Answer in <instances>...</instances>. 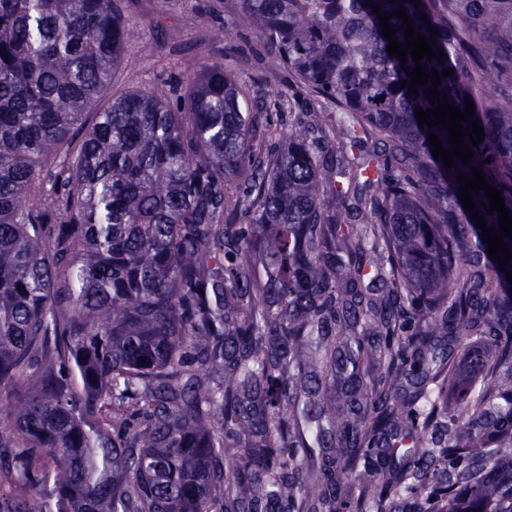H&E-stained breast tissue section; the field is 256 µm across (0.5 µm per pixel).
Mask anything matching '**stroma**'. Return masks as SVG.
I'll return each mask as SVG.
<instances>
[{
	"label": "stroma",
	"mask_w": 512,
	"mask_h": 512,
	"mask_svg": "<svg viewBox=\"0 0 512 512\" xmlns=\"http://www.w3.org/2000/svg\"><path fill=\"white\" fill-rule=\"evenodd\" d=\"M135 30L133 42L100 95L97 109L130 91L172 96L203 65L219 63L248 96L268 113L279 136L306 112L336 106L292 87L266 39L244 25L239 0H116Z\"/></svg>",
	"instance_id": "35a3bbf8"
}]
</instances>
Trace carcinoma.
Returning <instances> with one entry per match:
<instances>
[{"instance_id":"1","label":"carcinoma","mask_w":512,"mask_h":512,"mask_svg":"<svg viewBox=\"0 0 512 512\" xmlns=\"http://www.w3.org/2000/svg\"><path fill=\"white\" fill-rule=\"evenodd\" d=\"M403 5L439 31L438 91L473 101L469 165L434 159L390 0H241L353 118L266 151L217 63L90 111L132 38L115 0H0V512H512V259L457 195L480 168L512 215V96L485 104L512 87V0Z\"/></svg>"}]
</instances>
